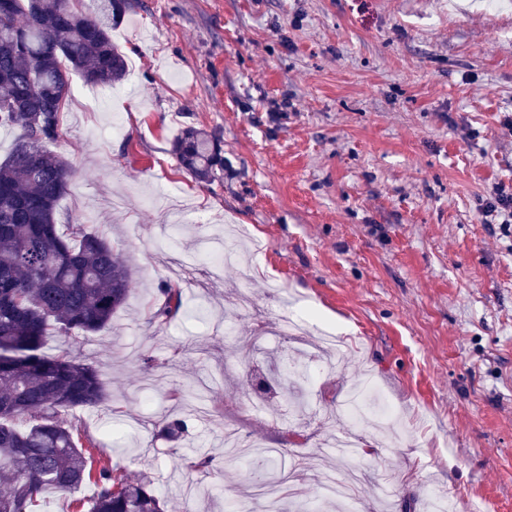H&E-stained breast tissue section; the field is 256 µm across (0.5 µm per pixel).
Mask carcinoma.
Masks as SVG:
<instances>
[{"label": "carcinoma", "mask_w": 512, "mask_h": 512, "mask_svg": "<svg viewBox=\"0 0 512 512\" xmlns=\"http://www.w3.org/2000/svg\"><path fill=\"white\" fill-rule=\"evenodd\" d=\"M0 18V127L18 132L0 161V512H34L49 490L97 487L86 512H167L152 480H129L93 468V441L63 412L108 400L99 369L71 354L44 350L48 322L71 340L99 334L130 293L128 266L112 244L79 222L61 224L60 200L72 167L52 146L61 138L59 113L76 72L89 84L124 80L126 56L112 30L131 0H11ZM179 165L196 181L224 179L221 136L191 125L173 139ZM151 313L163 324L183 307L180 289L162 288ZM37 415L21 427L15 420ZM183 417L162 431L177 440Z\"/></svg>", "instance_id": "carcinoma-1"}]
</instances>
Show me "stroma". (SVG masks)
<instances>
[{
  "mask_svg": "<svg viewBox=\"0 0 512 512\" xmlns=\"http://www.w3.org/2000/svg\"><path fill=\"white\" fill-rule=\"evenodd\" d=\"M133 2L112 39L137 77L107 103L71 92L55 147L75 168L60 218L132 277L108 331H48V353L94 365L110 392L65 420L170 512H261L247 462L188 466L195 448L223 451L228 423L282 448L289 512L321 502L340 469L326 444L348 434L365 449L360 512H422L451 489L461 512H512V233L485 216L512 183V0ZM184 125L220 134L223 180L180 167ZM183 261L185 310L152 323ZM245 291L254 311L226 309ZM255 312L304 319L298 358L332 333L340 363L281 383L275 335L238 346ZM204 382L210 418L167 397ZM250 398L263 416L237 412ZM181 414L187 435L163 437Z\"/></svg>",
  "mask_w": 512,
  "mask_h": 512,
  "instance_id": "1",
  "label": "stroma"
}]
</instances>
